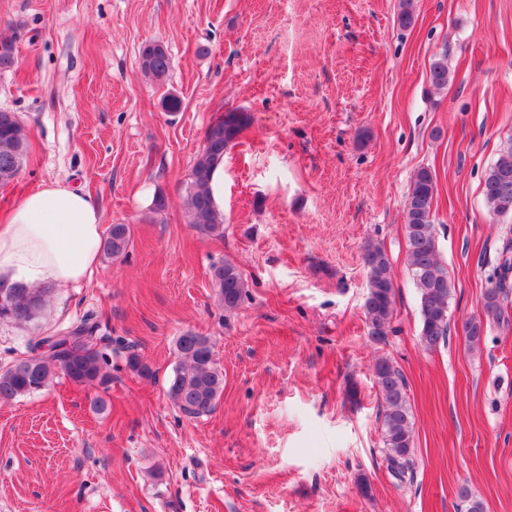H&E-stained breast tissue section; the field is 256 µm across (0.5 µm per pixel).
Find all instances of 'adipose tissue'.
<instances>
[{"label": "adipose tissue", "mask_w": 512, "mask_h": 512, "mask_svg": "<svg viewBox=\"0 0 512 512\" xmlns=\"http://www.w3.org/2000/svg\"><path fill=\"white\" fill-rule=\"evenodd\" d=\"M103 234L89 195L58 181L42 184L0 224V276L30 287L90 283Z\"/></svg>", "instance_id": "obj_1"}]
</instances>
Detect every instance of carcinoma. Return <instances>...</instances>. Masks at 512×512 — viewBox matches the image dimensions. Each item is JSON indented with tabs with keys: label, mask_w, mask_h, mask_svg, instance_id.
Listing matches in <instances>:
<instances>
[{
	"label": "carcinoma",
	"mask_w": 512,
	"mask_h": 512,
	"mask_svg": "<svg viewBox=\"0 0 512 512\" xmlns=\"http://www.w3.org/2000/svg\"><path fill=\"white\" fill-rule=\"evenodd\" d=\"M15 65L14 42L0 39V71ZM144 76L165 81L172 69L167 48L161 43L146 45L139 60ZM450 70L447 56L436 59L430 67L431 87L440 91L448 86ZM251 116L232 110L212 122L205 131L204 147L197 154L184 196L187 222L199 232L214 238L224 237V219L213 204L209 184L217 162L236 144ZM28 136L18 115L0 110V185L21 174L27 156ZM436 175L422 167L413 177L406 197L404 231L407 239V265L420 298L419 341L431 350L446 342L450 333L449 300L453 286L448 271L439 258L436 228L432 213L436 195ZM482 193L490 212L512 215V141L501 149L486 173ZM132 244L128 224H114L103 240L104 255L124 257ZM367 269V293L363 312L368 336L374 343L387 341L392 332L395 309V282L390 259L384 248L369 240L363 247ZM210 279L219 305L226 313L239 309L246 297L245 283L238 267L226 260L210 269ZM488 287L482 297L484 319L464 324L465 336L473 348L480 346L487 327L495 324L512 327V237L506 235L498 262L487 277ZM45 304L44 292L23 284H10L0 278V320L23 326L31 322ZM99 327L85 318L59 334L72 337V345L60 353L52 352L59 343L52 337L39 339L35 347L49 345V351L37 362L16 360L0 371V402L39 391L49 386L55 368H61L74 383L83 386L107 385L111 380L110 360L102 348L107 340L98 336ZM176 352L179 364L168 386L172 403L189 418L212 413L224 392V373L216 366L214 344L206 336L187 331L178 336ZM373 380L383 401L382 442L388 469L400 481L413 473V423L407 400V384L400 370L387 357H379L373 366Z\"/></svg>",
	"instance_id": "cac0c4a2"
}]
</instances>
